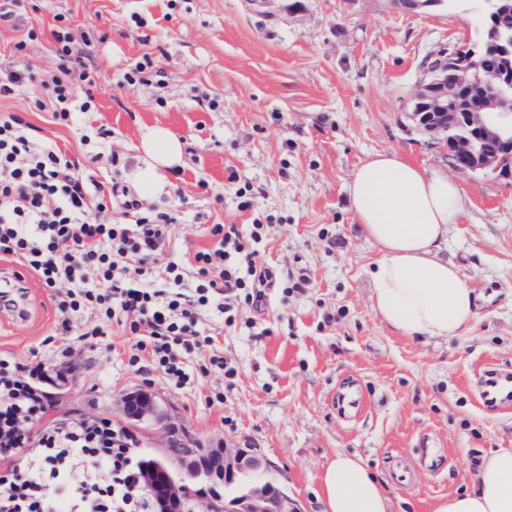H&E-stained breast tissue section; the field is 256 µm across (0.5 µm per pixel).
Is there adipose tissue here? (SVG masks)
<instances>
[{"label":"adipose tissue","mask_w":512,"mask_h":512,"mask_svg":"<svg viewBox=\"0 0 512 512\" xmlns=\"http://www.w3.org/2000/svg\"><path fill=\"white\" fill-rule=\"evenodd\" d=\"M182 158L176 134L147 128L134 177L139 198L160 194ZM346 194L356 223L380 251L370 277L372 309L382 322L407 337L463 336L479 296L445 255L448 228L461 213L459 187L397 154L375 153L356 168ZM318 500L322 512H388L380 480L360 457L345 453L322 470ZM433 512H512V449L486 456L471 487L439 499Z\"/></svg>","instance_id":"ef3b65f1"}]
</instances>
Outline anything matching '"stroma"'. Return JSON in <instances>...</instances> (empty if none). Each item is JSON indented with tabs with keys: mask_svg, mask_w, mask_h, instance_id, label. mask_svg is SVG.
<instances>
[{
	"mask_svg": "<svg viewBox=\"0 0 512 512\" xmlns=\"http://www.w3.org/2000/svg\"><path fill=\"white\" fill-rule=\"evenodd\" d=\"M483 0H445L409 13L391 0H14L0 23V64L22 58L36 79L52 74L56 25L90 37L97 71L92 106L57 119L33 95H0L41 141L78 160L104 186L130 188L145 128L184 143L170 187L147 202L176 218L181 255L211 246L214 224H260L262 259L278 284L264 310L240 309L235 325L203 315L232 382L207 375L178 390L148 362L129 365L134 340L116 325L98 339L57 335L49 289L14 257L27 316L0 317V354L40 362L38 380L70 384L42 422L102 415L131 428L122 395L150 387L175 421L203 442L252 448L271 462L302 512H321L318 476L336 454L360 456L383 480L391 512H432L470 486L479 462L512 448V404L479 396L482 370L512 372V179L459 172L446 150L409 118L411 96L441 53L478 44ZM150 60L146 80L128 83ZM108 137H98L99 129ZM394 152L448 176L463 213L448 229V257L480 294L470 331L447 341L411 339L374 313L369 271L379 256L356 224L345 186L373 153ZM295 283L283 293L281 281ZM365 408L341 414L343 386ZM220 405H206L211 390ZM406 472V483L392 472Z\"/></svg>",
	"mask_w": 512,
	"mask_h": 512,
	"instance_id": "obj_1",
	"label": "stroma"
}]
</instances>
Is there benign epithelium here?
<instances>
[{
    "label": "benign epithelium",
    "mask_w": 512,
    "mask_h": 512,
    "mask_svg": "<svg viewBox=\"0 0 512 512\" xmlns=\"http://www.w3.org/2000/svg\"><path fill=\"white\" fill-rule=\"evenodd\" d=\"M508 17L512 0H490L485 10L488 45L498 48L506 61L502 72L476 80L474 67L484 47L460 49L441 56L411 98L415 127L442 144L463 174L512 177V37L501 28ZM122 409L129 420L149 422L158 430L156 451L166 465L143 468V482L160 512H184L189 500L196 503L197 512H301L297 500L277 482L268 460L249 448L203 444L174 421L150 389L125 393ZM249 474L258 482L233 499L207 490Z\"/></svg>",
    "instance_id": "1"
}]
</instances>
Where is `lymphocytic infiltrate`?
Returning a JSON list of instances; mask_svg holds the SVG:
<instances>
[{"label": "lymphocytic infiltrate", "instance_id": "lymphocytic-infiltrate-1", "mask_svg": "<svg viewBox=\"0 0 512 512\" xmlns=\"http://www.w3.org/2000/svg\"><path fill=\"white\" fill-rule=\"evenodd\" d=\"M58 64L48 79L35 81L25 64L0 68V93L30 88L41 106L62 119L86 111L77 85L89 81L90 48L75 49L70 32L59 28ZM116 188L83 177L75 161L53 145L35 141L14 116L0 117V257L9 255L50 288L61 314L60 335L72 341L103 335V322L129 330L136 348L175 388L195 386L210 367L224 364L212 338L199 326L209 309L228 314L240 307L262 309L271 271L256 260L263 227L213 225L212 247L198 250L190 265L165 258L174 219L125 204L129 221L111 220L107 200ZM194 285L184 289L186 271ZM151 276L152 286L133 281L131 272ZM99 311L102 323L85 333L74 320ZM209 354L192 367L190 356ZM39 365L0 357V512H156L142 486V464L131 431L103 416L40 426L45 392L33 382ZM39 446V458L30 449ZM65 490L64 500L44 496L46 482Z\"/></svg>", "mask_w": 512, "mask_h": 512}]
</instances>
